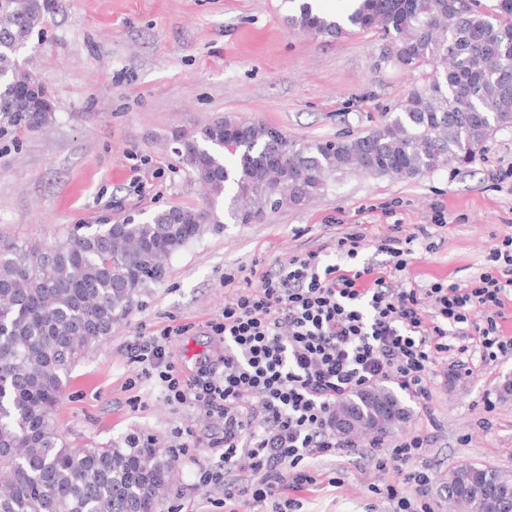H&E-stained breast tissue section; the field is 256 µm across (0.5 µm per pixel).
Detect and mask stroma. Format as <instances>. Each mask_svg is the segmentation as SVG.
Wrapping results in <instances>:
<instances>
[{
	"label": "stroma",
	"mask_w": 512,
	"mask_h": 512,
	"mask_svg": "<svg viewBox=\"0 0 512 512\" xmlns=\"http://www.w3.org/2000/svg\"><path fill=\"white\" fill-rule=\"evenodd\" d=\"M286 13L283 0H50L21 57L48 90L55 118L20 145L0 143V236L49 245L78 224L200 205L204 189L179 164L173 137L216 117L261 122L301 143L356 136L423 85L422 71L377 68L373 34L312 35L288 27ZM394 224L416 238L400 271L376 248ZM354 228L365 237L356 265L372 264L387 281L466 284L512 234V129L498 131L464 168L413 179L347 175L261 222L205 225L169 259L167 278L72 369L53 413L58 430L75 446L135 435L169 451L179 444L174 429L190 432L193 447L175 460L156 512H224L223 485L196 486L222 422L168 404L128 346L183 325L185 335L169 345L172 362L188 376L218 363L224 344L209 323L245 272H273L309 251L337 262L336 241ZM511 381L512 360L471 377L442 360L431 373L430 413L404 396L410 417L391 436L430 430L422 457L436 477L428 489L435 512H454L439 484L449 469L472 462L512 473ZM395 480L363 454L336 457L293 496L300 512H392L377 490Z\"/></svg>",
	"instance_id": "stroma-1"
}]
</instances>
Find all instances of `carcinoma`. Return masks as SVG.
Wrapping results in <instances>:
<instances>
[{"label": "carcinoma", "mask_w": 512, "mask_h": 512, "mask_svg": "<svg viewBox=\"0 0 512 512\" xmlns=\"http://www.w3.org/2000/svg\"><path fill=\"white\" fill-rule=\"evenodd\" d=\"M284 2L292 27L338 39L349 23L375 34L379 63L432 71L396 111L353 137L299 143L231 117L177 133L179 163L207 190L203 207L78 224L49 247L0 237V512H155L171 462L154 440L74 448L53 411L72 366L165 278L164 259L203 225L221 223L219 199L233 223H258L278 197L296 206L345 173L414 178L465 167L512 128V0H498L493 13L481 0H353L344 18L317 13L314 0ZM43 9L41 0H0V139L54 119L47 91L20 59ZM273 153L275 173L266 165ZM372 396L387 409L402 406L387 387ZM442 489L459 512H512V475L491 465L462 463Z\"/></svg>", "instance_id": "obj_1"}]
</instances>
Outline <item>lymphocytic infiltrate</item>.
Segmentation results:
<instances>
[{"label":"lymphocytic infiltrate","mask_w":512,"mask_h":512,"mask_svg":"<svg viewBox=\"0 0 512 512\" xmlns=\"http://www.w3.org/2000/svg\"><path fill=\"white\" fill-rule=\"evenodd\" d=\"M488 265L466 285L436 282L427 288L392 285L371 265L323 264L319 253L289 259L257 286L239 289L210 328L224 343L221 368L201 367L187 376L170 359L169 344L183 327L140 336L129 350L146 376L157 378L169 403L189 404L221 419L222 437L199 471L200 487L225 483L231 469L247 483H226L224 512H240L243 500L267 502L271 512H293L285 488L314 483L324 457H348L351 440L333 426L337 402L354 392L391 382L421 400L430 397L433 365L441 359L472 374L512 356L505 334V301L512 294V236L487 256ZM484 319L471 321L474 308ZM473 325L470 341H454L452 327ZM429 437L417 431L367 451L380 470L400 484L383 493L393 512H434L431 482L421 450ZM418 491L405 496L401 484Z\"/></svg>","instance_id":"f902f5d3"}]
</instances>
